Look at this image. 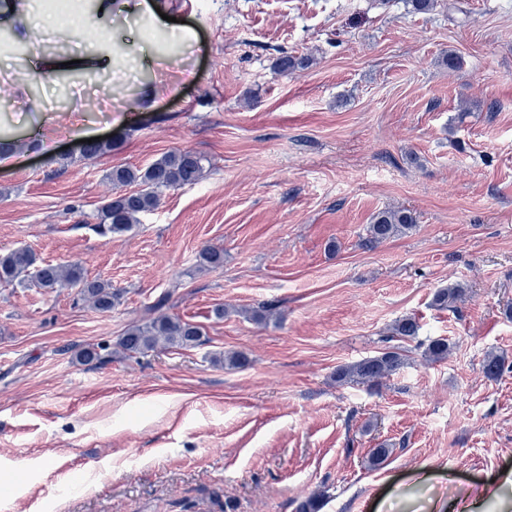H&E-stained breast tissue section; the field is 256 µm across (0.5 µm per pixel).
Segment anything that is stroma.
<instances>
[{
    "label": "stroma",
    "mask_w": 512,
    "mask_h": 512,
    "mask_svg": "<svg viewBox=\"0 0 512 512\" xmlns=\"http://www.w3.org/2000/svg\"><path fill=\"white\" fill-rule=\"evenodd\" d=\"M170 4L198 33L175 66L81 78L111 152L84 156L72 88L52 85L53 155L0 168V251L80 265L120 293L99 312L66 289L0 285V512H296L316 493L321 512H512L496 494L512 485V0L430 14L405 0ZM283 51L316 62L280 75ZM146 87L152 108L130 110ZM174 149L204 157L202 178L101 234L109 171ZM394 206L415 227L368 245ZM206 245L222 268L197 269ZM451 283L462 301L435 307ZM164 294L203 344L118 353ZM264 304L275 318L247 317ZM405 315L417 342L453 343L448 359L407 341L379 389L336 385L337 366L381 351ZM87 345L103 363L75 360ZM236 351L248 366L218 363ZM489 352L508 365L494 381Z\"/></svg>",
    "instance_id": "stroma-1"
}]
</instances>
